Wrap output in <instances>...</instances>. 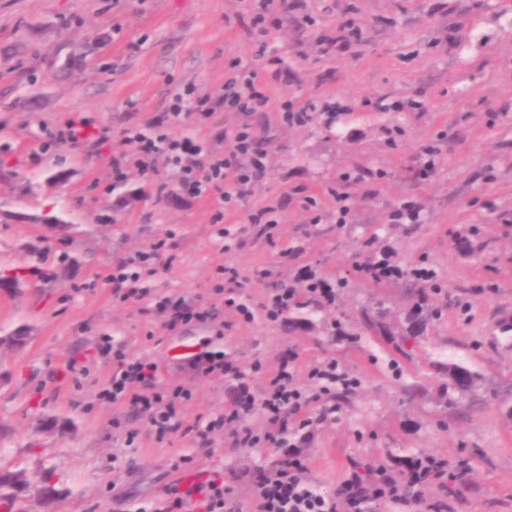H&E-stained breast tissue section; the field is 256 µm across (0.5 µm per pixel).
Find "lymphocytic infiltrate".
Instances as JSON below:
<instances>
[{
    "label": "lymphocytic infiltrate",
    "instance_id": "f902f5d3",
    "mask_svg": "<svg viewBox=\"0 0 512 512\" xmlns=\"http://www.w3.org/2000/svg\"><path fill=\"white\" fill-rule=\"evenodd\" d=\"M269 97L259 69L243 66L234 59L228 64L221 97L198 96L194 88L176 93L169 107L168 119L177 123L185 119H210L217 110L238 112L242 115L260 111ZM122 152L112 157V182L120 184L126 177L127 163H135L142 172L152 171L155 159L176 168L179 182L193 196L210 197L220 193L225 208L236 207L242 201L253 180L266 168L267 151L256 139L249 123H242L233 132L225 152H217L204 142L191 137L179 138L160 130L154 136H145L139 128L125 129ZM235 188L224 191L226 182ZM162 256L161 245L138 252L113 264L105 281L112 287L113 297L126 302L148 297L142 282L155 276ZM362 277L375 285H391L404 277L419 282L432 281L435 273L425 266L405 267L396 263L387 253H379L359 266ZM305 285L307 293L318 303L332 305L336 291L309 264L296 269L292 277L279 279L261 304L267 321L281 319L297 303L298 285ZM154 309L163 318L161 327L175 332L184 327L214 318V310L204 308L182 294L152 296ZM100 352L112 359V374L101 391L103 400L123 403L144 416L157 438L177 431L192 432L201 444H209L214 435L230 432L236 445L242 448H269L280 444L288 426L304 412L310 400L293 378L295 356L281 357L274 374L268 379L261 396L242 390L240 396L224 412L186 423L181 412L183 404L192 397L190 389L182 385H165L158 379V365L145 357L128 355L111 339H103ZM261 412L267 421L263 433L254 432L245 420L253 412ZM307 471L299 459L293 458L273 464L250 483V498L254 512H338L346 506L348 512H366L367 504L396 500L406 491L420 492L430 483L446 485L454 480L446 459L424 455L411 460L405 478L399 479L383 466L365 464L362 473L347 479L335 495L315 493L308 485ZM233 489L223 476L212 474L187 484L177 479L169 483L160 502L139 512H234L231 505Z\"/></svg>",
    "mask_w": 512,
    "mask_h": 512
}]
</instances>
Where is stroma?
I'll use <instances>...</instances> for the list:
<instances>
[{
	"instance_id": "1",
	"label": "stroma",
	"mask_w": 512,
	"mask_h": 512,
	"mask_svg": "<svg viewBox=\"0 0 512 512\" xmlns=\"http://www.w3.org/2000/svg\"><path fill=\"white\" fill-rule=\"evenodd\" d=\"M348 3L361 35L324 52ZM257 40L249 0H0V276L23 273L0 287V336L28 337L0 347V472L27 479L13 512H136L180 478L184 458L234 477L239 512H253L248 485L282 449L241 448L221 433L204 449L190 434L160 441L129 407L99 398L112 370L98 349L105 336L158 363L161 382L191 389L187 421L237 395L232 378L179 367L149 300L116 301L104 283L113 263L160 241L174 260L150 292L216 307L215 320L184 335L248 369L253 394L282 354L297 353L294 380L314 398V423L285 440L304 457L314 492L336 493L368 462L400 474L427 453L448 459L455 480L370 512H429L438 501L445 512H512V339L493 343L488 333L497 312L512 309V0H302L266 38L285 62L263 72L267 107L170 129L222 151L250 122L268 157L239 210L189 197L165 166L145 175L129 165L113 188L104 153L120 148L123 131L153 135L185 87L223 93L229 61L254 62ZM410 99L423 111H389ZM286 100L315 105L312 120L283 123ZM73 116L90 118L106 143L51 144ZM428 145L439 166L422 182L415 173ZM335 189L349 196L342 224ZM308 196L316 207L306 208ZM407 198L423 205L422 223H391ZM266 206L277 209L271 239L247 221ZM219 212L224 239L213 226ZM375 250L437 274L436 313L416 336L413 298L358 270ZM299 261L336 281L335 304L303 292L286 320L265 321L257 310L274 276ZM226 266L241 281L231 307L214 291ZM262 269L272 277L259 278ZM239 304L254 321L240 319ZM367 313L377 328L365 326ZM330 359L354 384L323 397L310 372ZM256 362L261 372H251ZM458 365L477 377L469 391L447 388ZM129 429L138 432L131 446Z\"/></svg>"
}]
</instances>
